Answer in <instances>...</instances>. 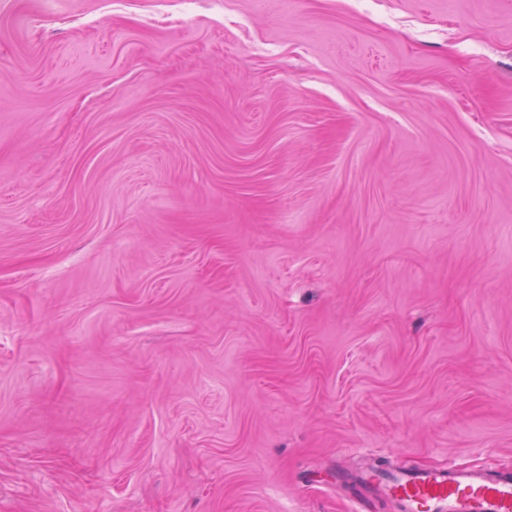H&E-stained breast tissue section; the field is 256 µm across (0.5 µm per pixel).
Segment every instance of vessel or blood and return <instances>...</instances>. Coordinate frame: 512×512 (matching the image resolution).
<instances>
[{"label":"vessel or blood","instance_id":"vessel-or-blood-1","mask_svg":"<svg viewBox=\"0 0 512 512\" xmlns=\"http://www.w3.org/2000/svg\"><path fill=\"white\" fill-rule=\"evenodd\" d=\"M360 481L398 512H512V479L456 466L389 475L370 469Z\"/></svg>","mask_w":512,"mask_h":512}]
</instances>
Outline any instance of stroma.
I'll list each match as a JSON object with an SVG mask.
<instances>
[{
	"mask_svg": "<svg viewBox=\"0 0 512 512\" xmlns=\"http://www.w3.org/2000/svg\"><path fill=\"white\" fill-rule=\"evenodd\" d=\"M512 476V0H0V512H395ZM365 486L396 504L398 512H511L512 479L448 465L389 475L370 469Z\"/></svg>",
	"mask_w": 512,
	"mask_h": 512,
	"instance_id": "obj_1",
	"label": "stroma"
}]
</instances>
